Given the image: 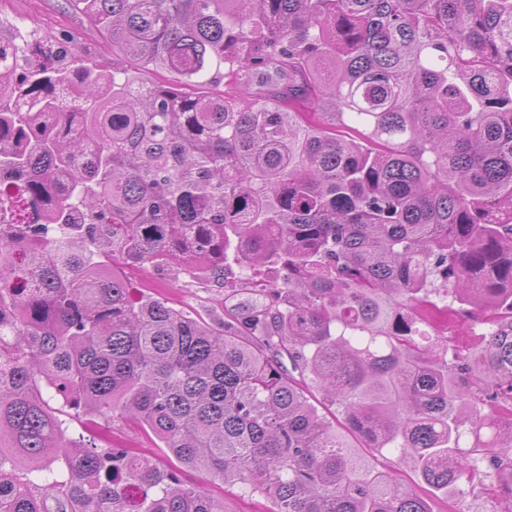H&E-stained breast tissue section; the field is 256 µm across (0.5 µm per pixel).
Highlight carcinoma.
<instances>
[{
	"mask_svg": "<svg viewBox=\"0 0 512 512\" xmlns=\"http://www.w3.org/2000/svg\"><path fill=\"white\" fill-rule=\"evenodd\" d=\"M64 8L178 83L0 66V512H225L196 471L273 512H432L358 448L512 512V0ZM118 262L268 280L212 323ZM448 297L492 313L479 351L426 329ZM111 432L112 441L134 448L136 452L148 456L159 465L167 464L168 459L165 453L161 448H156L154 439H150L144 433L130 428L122 421L112 423Z\"/></svg>",
	"mask_w": 512,
	"mask_h": 512,
	"instance_id": "carcinoma-1",
	"label": "carcinoma"
}]
</instances>
